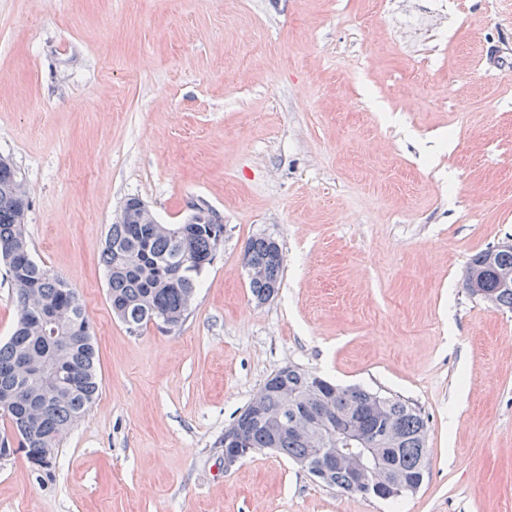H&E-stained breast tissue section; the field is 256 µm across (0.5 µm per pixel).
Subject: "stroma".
<instances>
[{
    "mask_svg": "<svg viewBox=\"0 0 512 512\" xmlns=\"http://www.w3.org/2000/svg\"><path fill=\"white\" fill-rule=\"evenodd\" d=\"M76 288L102 383L0 512H512V313L464 286L512 238V0H0V156ZM224 241L186 319L129 333L101 250L127 198ZM283 251L277 296L243 250ZM286 366L415 403L421 487L349 494L219 442ZM273 239L265 237H252L244 247L243 260L244 266L249 268V273L254 276L259 269H262V275L259 277H250L249 289L255 300H270L275 292L278 291L282 279V265L279 253H282L275 246ZM272 293V294H271ZM271 295V296H270ZM270 296V298H269Z\"/></svg>",
    "mask_w": 512,
    "mask_h": 512,
    "instance_id": "35a3bbf8",
    "label": "stroma"
}]
</instances>
